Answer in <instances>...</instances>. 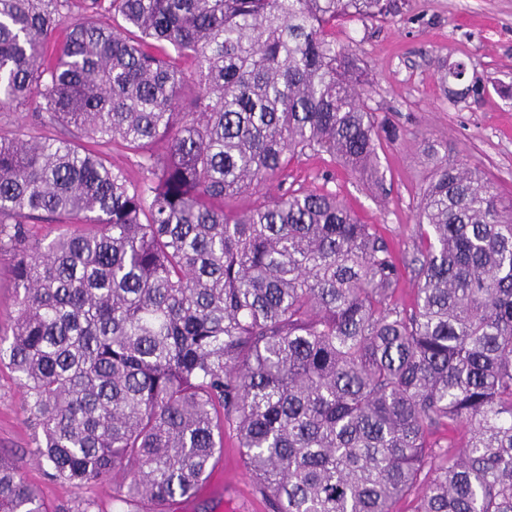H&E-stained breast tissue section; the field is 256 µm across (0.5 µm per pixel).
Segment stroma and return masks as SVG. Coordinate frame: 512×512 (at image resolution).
I'll return each instance as SVG.
<instances>
[{"mask_svg":"<svg viewBox=\"0 0 512 512\" xmlns=\"http://www.w3.org/2000/svg\"><path fill=\"white\" fill-rule=\"evenodd\" d=\"M338 42L352 46L368 73L367 104L398 135L383 139L379 154L382 189L343 170L328 154L311 150L291 160L278 188H324L335 192L364 223L378 224L399 256L413 253L416 213L431 171L429 145L449 161L482 170L496 192L512 199V0H398L386 18L336 24ZM465 62L464 80H439L442 64ZM480 81L481 96L467 94ZM37 440L24 412L15 373L0 366V453L13 456L54 512H75L80 500L92 512H112L110 486L77 491L50 479L39 466ZM214 472L224 480L192 501L177 500L170 512H264L240 459L234 437L225 436Z\"/></svg>","mask_w":512,"mask_h":512,"instance_id":"35a3bbf8","label":"stroma"}]
</instances>
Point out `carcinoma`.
Wrapping results in <instances>:
<instances>
[{
	"label": "carcinoma",
	"mask_w": 512,
	"mask_h": 512,
	"mask_svg": "<svg viewBox=\"0 0 512 512\" xmlns=\"http://www.w3.org/2000/svg\"><path fill=\"white\" fill-rule=\"evenodd\" d=\"M393 6L0 0V96L69 134L0 138V364L51 478L165 512L231 432L266 512H512V202L428 151L411 306L392 240L336 194L224 205L307 149L381 186L396 129L335 29ZM0 512H50L1 455ZM16 295L12 288L11 263L8 252L0 253V329L9 330L16 310Z\"/></svg>",
	"instance_id": "cac0c4a2"
}]
</instances>
